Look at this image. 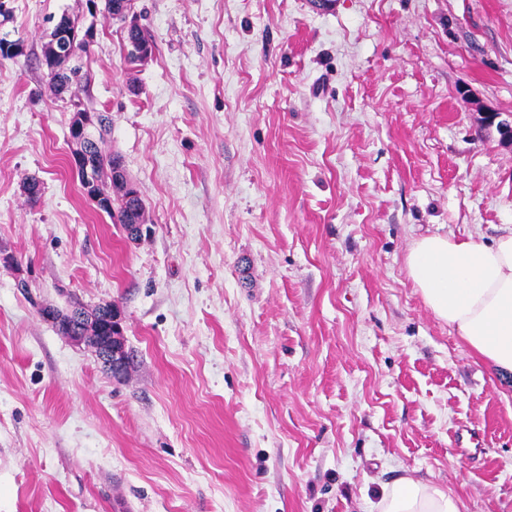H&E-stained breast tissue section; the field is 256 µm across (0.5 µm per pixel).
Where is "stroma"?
<instances>
[{"label":"stroma","instance_id":"stroma-1","mask_svg":"<svg viewBox=\"0 0 512 512\" xmlns=\"http://www.w3.org/2000/svg\"><path fill=\"white\" fill-rule=\"evenodd\" d=\"M1 1L0 512H376L403 476L512 512V374L405 269L512 230V0H135V64L87 0ZM64 14L141 239L72 170ZM110 304L121 378L40 314ZM68 25V28L72 31L75 30L77 33V29L75 27V21H73L68 15L64 14L60 17L58 21V25H55L50 33V39L46 44L45 51H44V61L45 65L48 70V75L50 76V85L52 86L54 92L57 95L62 94H69L70 101L72 102V106L77 104L79 107H81L76 112H89L92 113V116L97 118V122L99 126H105L107 118L103 113H96L94 111H91V109L88 107L87 104H85L82 101V98L80 97L79 91H87V88H89L92 75L89 72H85L77 79L70 78L65 72L62 71L60 68V65L55 60V53H54V39L56 37V40L59 41V47L60 50H58L59 57L61 60H63V64L67 69L74 70L76 67L71 66V61L73 60V56L69 50V47L71 48V51L74 55H76L79 52H86L87 47L89 46V41L85 38H76L73 39L74 32H71L69 29L60 27L57 31L56 36V29L59 25ZM78 34V33H77ZM72 40V43L70 44ZM77 81V82H74Z\"/></svg>","mask_w":512,"mask_h":512}]
</instances>
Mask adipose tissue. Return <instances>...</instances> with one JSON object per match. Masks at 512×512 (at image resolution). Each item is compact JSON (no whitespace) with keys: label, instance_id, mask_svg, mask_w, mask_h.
I'll return each mask as SVG.
<instances>
[{"label":"adipose tissue","instance_id":"obj_1","mask_svg":"<svg viewBox=\"0 0 512 512\" xmlns=\"http://www.w3.org/2000/svg\"><path fill=\"white\" fill-rule=\"evenodd\" d=\"M405 264L430 312L494 370L512 373V232L489 244L471 236H424L413 242ZM378 512H461V501L404 476L383 492Z\"/></svg>","mask_w":512,"mask_h":512}]
</instances>
